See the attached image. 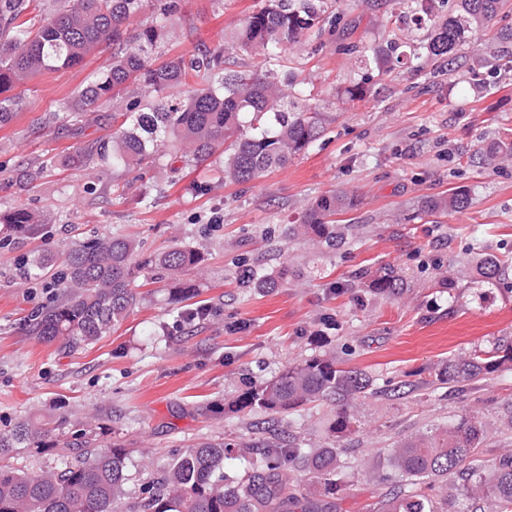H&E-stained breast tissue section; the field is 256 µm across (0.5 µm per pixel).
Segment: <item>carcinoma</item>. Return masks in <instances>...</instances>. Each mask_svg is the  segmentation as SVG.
I'll use <instances>...</instances> for the list:
<instances>
[{
    "mask_svg": "<svg viewBox=\"0 0 512 512\" xmlns=\"http://www.w3.org/2000/svg\"><path fill=\"white\" fill-rule=\"evenodd\" d=\"M145 0H74L37 25L18 22L28 8L25 0H0V125L11 121L18 100L6 92L44 71L70 68L102 47H112V63L80 91L69 111L98 112L112 102V137L96 143V154L112 168L131 171L170 155L201 165L224 148V179L246 183L272 168L288 164L318 140L324 127L318 112L294 91L286 92L272 68L282 53L301 46L312 31L328 20L329 0H267L230 35L231 49L266 60L265 70L230 69L224 47L202 46L192 58L176 57L153 66V51L168 36L178 13L177 0H162L139 25L132 21ZM434 0H413L403 23L423 26L432 21ZM456 10L433 25L426 46L435 60L444 59L448 73L463 66L462 51L473 32L487 28L503 0H454ZM398 38L376 53L375 64L387 73L401 63ZM140 85L143 100L123 108L117 98L129 82ZM354 204L345 192H333L310 203L288 235L310 236L336 245V225L330 217ZM469 196L452 192L424 202L429 212H463ZM14 232L26 234L38 219L18 209L0 216ZM138 244L123 236H104L71 247L57 276L56 303L28 319L30 335L56 344L55 353L67 358L107 337L142 300L131 288ZM201 251L175 246L155 264L178 273L198 267ZM507 262L496 255L478 254L475 269L491 281ZM371 287L395 296L403 277L380 269ZM512 363V344L489 350L475 347L431 368L420 385L457 391L489 379ZM374 379L357 368L345 369L336 358L315 356L286 367L278 376L251 382L235 402L236 410L285 413L309 404L332 408L326 441L301 448L266 426H255L251 442H202L177 458L157 479L149 496L126 499L128 452L124 445L101 449L89 429L63 442L54 440L62 420H26L12 433L0 434V458L19 444L49 448L60 465L39 475L19 474L0 465V512H325L315 506L320 497L334 499L342 490L338 478L340 449L336 437L356 423L353 403L373 390ZM484 439L480 422L461 417L398 444L388 455L389 466L409 478L376 504L375 512H463L455 501L435 500L431 482L450 474L479 491L492 504L488 512H512V448L486 467L476 450ZM250 471L238 478V462ZM308 471L317 481L299 493L289 491L288 471Z\"/></svg>",
    "mask_w": 512,
    "mask_h": 512,
    "instance_id": "cac0c4a2",
    "label": "carcinoma"
}]
</instances>
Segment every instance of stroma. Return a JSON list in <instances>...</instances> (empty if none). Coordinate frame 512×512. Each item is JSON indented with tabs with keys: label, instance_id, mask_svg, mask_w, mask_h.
Segmentation results:
<instances>
[{
	"label": "stroma",
	"instance_id": "1",
	"mask_svg": "<svg viewBox=\"0 0 512 512\" xmlns=\"http://www.w3.org/2000/svg\"><path fill=\"white\" fill-rule=\"evenodd\" d=\"M264 3L179 0L163 58L222 46ZM403 9L401 0H332L337 26L308 36L277 69L279 80L294 78L325 131L287 166L247 183L181 161L131 172L102 165L94 148L112 131L111 104L79 124L65 107L109 64L111 49L15 88L19 107L0 126V214L26 208L41 222L23 236L0 223V433L31 415L65 417L66 436L96 427L101 447L127 446L125 490L137 498L194 445L248 441L259 415L230 409L245 378L329 354L366 371L375 387L355 405L356 430L336 441V512H372L400 481L384 464L389 451L458 417L484 425L483 463L512 448V430L501 427L512 411V369L460 394L419 385L450 356L512 341V268L490 282L471 270L480 248L512 259V159L480 157L512 134V42L492 59L482 51L512 26V7L476 32L457 76L428 57V29L414 28L403 65L378 77L371 59ZM359 56L368 65L351 66ZM355 85L368 88L365 100L349 98ZM335 191L356 198L335 217L347 230L342 246L288 235L304 205ZM454 191L469 195V209L422 211L423 200ZM112 234L134 239L144 259L185 245L205 260L174 276L134 269L140 305L94 347L59 358L26 329L58 289L26 270L45 248L62 254ZM385 265L405 278L399 296L369 286ZM186 286L194 297L172 302ZM329 415L316 406L272 421L307 446L324 442Z\"/></svg>",
	"mask_w": 512,
	"mask_h": 512
}]
</instances>
